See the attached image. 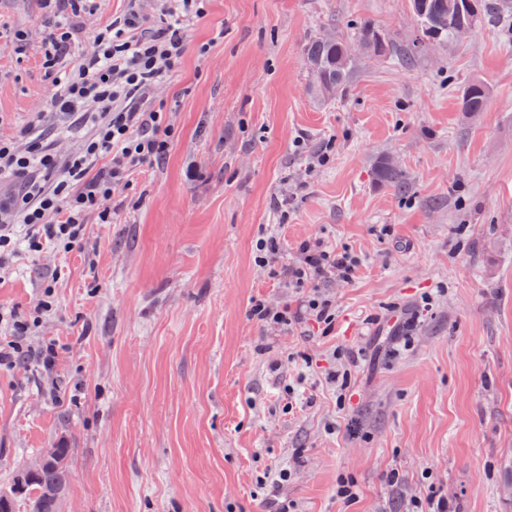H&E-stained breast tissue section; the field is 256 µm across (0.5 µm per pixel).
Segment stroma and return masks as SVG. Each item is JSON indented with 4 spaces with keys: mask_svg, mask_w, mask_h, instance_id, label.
Wrapping results in <instances>:
<instances>
[{
    "mask_svg": "<svg viewBox=\"0 0 512 512\" xmlns=\"http://www.w3.org/2000/svg\"><path fill=\"white\" fill-rule=\"evenodd\" d=\"M204 8L156 92L176 105L168 156L135 172L111 223L89 219L96 266L58 260L53 373L0 368V490L63 444L61 512H428L432 497L512 512V12L408 61L357 52L323 101L308 42L357 43L368 20L409 47L410 0ZM47 16L0 0V29L26 35L0 41L2 134L46 103ZM475 81L490 94L470 114ZM383 161L409 193L376 180ZM270 232L284 263L308 238L357 256L352 281L325 285L330 330L251 319L253 300L302 299L255 261ZM44 275L20 259L0 304L28 312ZM269 469L291 477L260 483ZM488 98V88L482 82H474L466 87L461 100V111L483 112Z\"/></svg>",
    "mask_w": 512,
    "mask_h": 512,
    "instance_id": "35a3bbf8",
    "label": "stroma"
}]
</instances>
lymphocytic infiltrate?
I'll list each match as a JSON object with an SVG mask.
<instances>
[{
    "label": "lymphocytic infiltrate",
    "instance_id": "lymphocytic-infiltrate-1",
    "mask_svg": "<svg viewBox=\"0 0 512 512\" xmlns=\"http://www.w3.org/2000/svg\"><path fill=\"white\" fill-rule=\"evenodd\" d=\"M129 2L125 14L90 29L79 18V0H44L53 9L43 38L44 64L55 73L49 111L63 124L77 118L83 133L70 152L60 153L43 135L46 113L37 112L20 130L0 136V183L13 186L0 199V281L13 276L20 254L45 258L84 248L88 215L111 223L118 190L170 149L172 112L152 98L156 87L180 67L186 31L202 16L203 0H151L147 6L142 0ZM85 28L93 37L91 50L71 68L59 70L72 51L75 33ZM255 248L258 263L295 290L311 282L351 281L359 264L348 250L317 238L300 242L296 261L286 266L277 263L283 249L277 235L259 238ZM60 278V269L51 267L29 317L0 305V367L26 364L29 354L22 340L51 311ZM250 315L263 326L288 331L307 322L332 326L335 307L328 294L317 291L295 310L285 302L254 301Z\"/></svg>",
    "mask_w": 512,
    "mask_h": 512
}]
</instances>
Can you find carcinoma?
I'll list each match as a JSON object with an SVG mask.
<instances>
[{
    "label": "carcinoma",
    "instance_id": "carcinoma-1",
    "mask_svg": "<svg viewBox=\"0 0 512 512\" xmlns=\"http://www.w3.org/2000/svg\"><path fill=\"white\" fill-rule=\"evenodd\" d=\"M425 4V10L416 9L414 14L423 36L436 42L455 39L463 30L473 31L489 14L512 10V0H425ZM360 45L374 56L393 54L392 44L369 21L361 27ZM306 59L311 87L319 98L331 99L346 91L355 67V54L349 43L333 35H322L308 43ZM487 98V86L474 82L463 92L461 111L481 112ZM376 179L400 192L409 190L402 173L386 163L378 165ZM70 474L68 465L46 468L25 483L23 496L40 497L49 488L64 491Z\"/></svg>",
    "mask_w": 512,
    "mask_h": 512
}]
</instances>
